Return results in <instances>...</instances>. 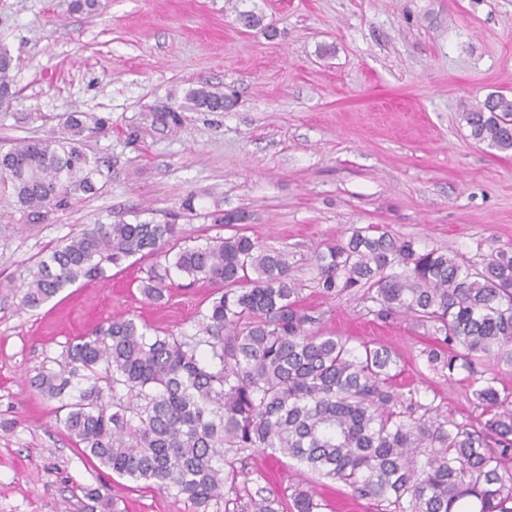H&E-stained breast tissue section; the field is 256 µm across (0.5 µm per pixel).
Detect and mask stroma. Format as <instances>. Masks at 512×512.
<instances>
[{
	"label": "stroma",
	"instance_id": "35a3bbf8",
	"mask_svg": "<svg viewBox=\"0 0 512 512\" xmlns=\"http://www.w3.org/2000/svg\"><path fill=\"white\" fill-rule=\"evenodd\" d=\"M0 0V47L14 58L18 93L0 113V146L51 135L56 116L110 119L87 143L101 193L31 219L0 204V512H197L182 495L119 477L88 458L57 422L56 403L30 380L95 325L136 316L177 337L194 333L212 285L172 289L154 304L139 290L153 265L131 257L107 281L80 282L30 311L20 285L40 257L85 226L121 215L176 220L193 245L231 230L293 251L302 304L321 331L398 353L401 383L458 422H477L472 387L431 369L432 337L411 322L367 315L364 303L308 284V257L350 228L472 258L512 248V150L469 136L464 112L489 93L512 95V0ZM241 11L262 16L244 29ZM234 99L221 112L185 110L175 130L151 126L159 98L200 85ZM193 197L195 210L182 211ZM238 472L224 506L242 512L257 487L294 512L295 487L321 512H372L340 482L271 452L228 451ZM111 496V509L89 499Z\"/></svg>",
	"mask_w": 512,
	"mask_h": 512
}]
</instances>
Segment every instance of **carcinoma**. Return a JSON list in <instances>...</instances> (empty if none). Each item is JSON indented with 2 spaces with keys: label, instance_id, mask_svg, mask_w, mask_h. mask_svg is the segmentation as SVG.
Returning <instances> with one entry per match:
<instances>
[{
  "label": "carcinoma",
  "instance_id": "1",
  "mask_svg": "<svg viewBox=\"0 0 512 512\" xmlns=\"http://www.w3.org/2000/svg\"><path fill=\"white\" fill-rule=\"evenodd\" d=\"M12 70L1 48L4 113L17 97ZM224 102V90L200 86L182 103L168 95L149 117L174 129L186 108L222 112ZM463 117L473 141L512 150V96L490 93ZM60 121L59 136L0 150V202L40 218L101 190L100 161L86 142L109 119L73 112ZM179 240L171 223L92 224L40 259L22 286L21 305L34 310L141 254L165 261L141 281L151 302L177 280L217 287L187 341L111 318L36 375L35 388L60 403L59 424L86 456L205 510L224 499V449L270 448L343 483L375 512H512V388L476 370L481 361L512 370V249L474 261L369 225L309 258L322 295H358L376 320L432 330L439 348L427 363L450 380L472 378L486 416L476 427L434 416L430 405L403 406L392 350L316 330L287 250L240 232L193 246ZM250 503L253 512L283 508L262 487ZM320 508L309 491H294L295 512Z\"/></svg>",
  "mask_w": 512,
  "mask_h": 512
}]
</instances>
